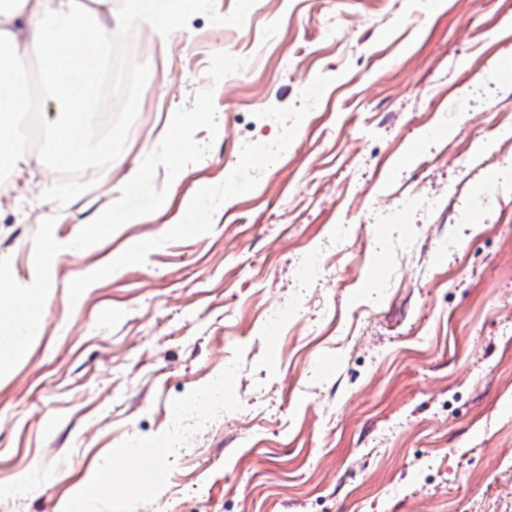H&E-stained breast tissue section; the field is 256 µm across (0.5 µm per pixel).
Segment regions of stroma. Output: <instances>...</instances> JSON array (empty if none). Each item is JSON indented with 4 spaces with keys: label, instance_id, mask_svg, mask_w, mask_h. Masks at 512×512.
<instances>
[{
    "label": "stroma",
    "instance_id": "35a3bbf8",
    "mask_svg": "<svg viewBox=\"0 0 512 512\" xmlns=\"http://www.w3.org/2000/svg\"><path fill=\"white\" fill-rule=\"evenodd\" d=\"M432 2L190 0L166 38L128 27L111 149L40 142L0 193L15 279L167 113L210 87L224 130L157 170L160 210L57 258L0 378V512H58L107 463L97 512H512V0ZM217 52L248 64L211 84Z\"/></svg>",
    "mask_w": 512,
    "mask_h": 512
}]
</instances>
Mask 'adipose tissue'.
<instances>
[{
    "label": "adipose tissue",
    "instance_id": "1",
    "mask_svg": "<svg viewBox=\"0 0 512 512\" xmlns=\"http://www.w3.org/2000/svg\"><path fill=\"white\" fill-rule=\"evenodd\" d=\"M181 14L176 0H121L119 10L104 12L92 0H0V168L17 173L28 164L18 140L32 63H39L43 85L61 104L44 136L57 154L79 159L103 145L93 133L94 99L88 90L71 87L68 76L104 69L112 40L125 26L138 23L164 35ZM110 471L103 466L76 486L59 512H75L79 505L94 512L111 494Z\"/></svg>",
    "mask_w": 512,
    "mask_h": 512
}]
</instances>
